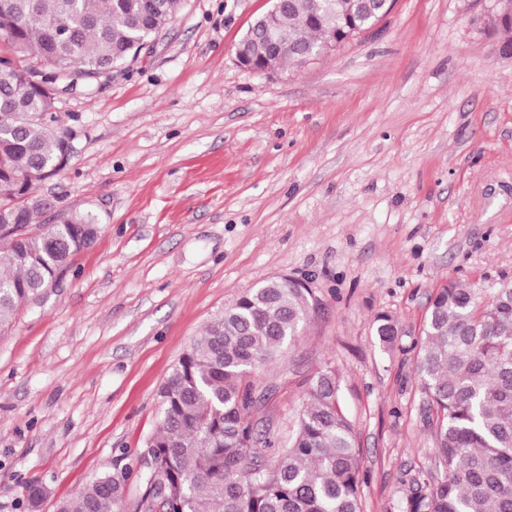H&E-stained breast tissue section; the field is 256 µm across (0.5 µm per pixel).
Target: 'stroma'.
Segmentation results:
<instances>
[{
    "instance_id": "stroma-1",
    "label": "stroma",
    "mask_w": 512,
    "mask_h": 512,
    "mask_svg": "<svg viewBox=\"0 0 512 512\" xmlns=\"http://www.w3.org/2000/svg\"><path fill=\"white\" fill-rule=\"evenodd\" d=\"M494 0H396L348 44L260 74L235 48L272 0H181L157 43L55 107L76 134L38 232L92 213L96 243L0 335V512H54L159 426L158 390L225 307L306 278L318 305L251 384L287 442L309 378H340L362 512L445 475L413 347L455 280L512 283V43ZM390 315L392 346L375 334Z\"/></svg>"
}]
</instances>
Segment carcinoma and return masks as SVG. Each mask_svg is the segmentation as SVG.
I'll use <instances>...</instances> for the list:
<instances>
[{
    "label": "carcinoma",
    "instance_id": "1",
    "mask_svg": "<svg viewBox=\"0 0 512 512\" xmlns=\"http://www.w3.org/2000/svg\"><path fill=\"white\" fill-rule=\"evenodd\" d=\"M180 0H0V28L13 38L0 53V333L16 311L72 266L101 228L74 213L48 229L18 237L5 224L30 226L53 203L35 193L74 157L72 131L46 123L54 102L29 85L17 88L41 62L57 85L91 89L112 68L137 58L158 36ZM388 0H283L256 18L237 45L244 64L278 69L337 49L387 15ZM64 18L75 37L54 40L50 22ZM493 26L512 42V0H497ZM288 35V49L267 57L265 32ZM27 57L32 64H16ZM313 308L312 291L282 278L250 289L182 355L158 391L157 432L136 450L155 471L134 472L136 458L56 502L55 512H118L127 485L144 486L135 512H360L361 471L352 421L340 403L336 370L312 378L288 446L275 447L250 420L255 399L246 377L283 353ZM379 340L396 337L380 315ZM417 352L423 393L439 413L436 454L446 477L416 488L398 512H512V284L482 303L466 285L450 282L435 296ZM274 449L269 465L264 454Z\"/></svg>",
    "mask_w": 512,
    "mask_h": 512
}]
</instances>
